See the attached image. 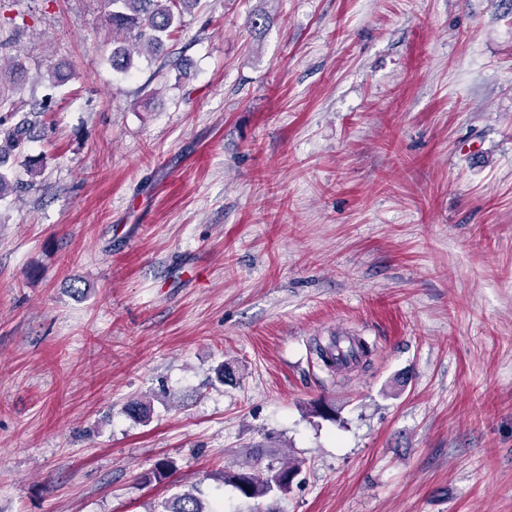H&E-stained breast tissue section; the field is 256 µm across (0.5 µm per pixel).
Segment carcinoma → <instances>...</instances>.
<instances>
[{
  "label": "carcinoma",
  "instance_id": "cac0c4a2",
  "mask_svg": "<svg viewBox=\"0 0 512 512\" xmlns=\"http://www.w3.org/2000/svg\"><path fill=\"white\" fill-rule=\"evenodd\" d=\"M111 10L107 14L108 25L112 28V67L116 70L131 68L132 54L146 50L152 54L161 52L174 28L182 23L184 13L191 10L197 0H107ZM15 111L0 114V165L7 156L22 149L31 136V123L22 119L16 123L12 119ZM349 353L336 352V338L326 345L316 344L317 359L329 371L337 365L350 362H365L367 358L366 341L351 337ZM302 461L293 457L280 463L277 469H269L262 474L253 468L233 473H223L222 479L236 485L245 495L261 499L273 491L287 492L295 478L301 472ZM160 512H215L204 506L199 497L191 491L177 493L161 504Z\"/></svg>",
  "mask_w": 512,
  "mask_h": 512
}]
</instances>
